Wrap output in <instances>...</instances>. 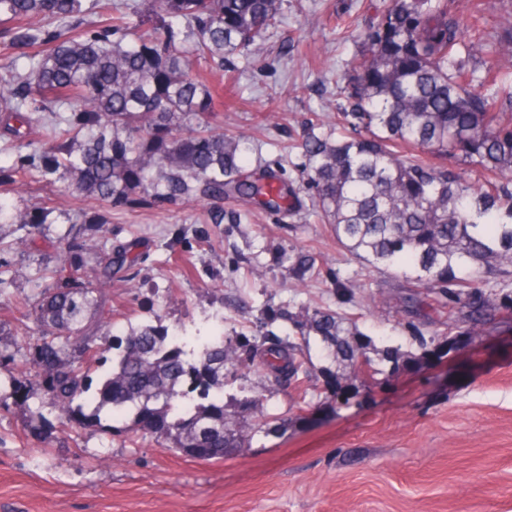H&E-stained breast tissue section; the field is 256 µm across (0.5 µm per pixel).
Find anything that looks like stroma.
<instances>
[{
    "label": "stroma",
    "mask_w": 512,
    "mask_h": 512,
    "mask_svg": "<svg viewBox=\"0 0 512 512\" xmlns=\"http://www.w3.org/2000/svg\"><path fill=\"white\" fill-rule=\"evenodd\" d=\"M381 0H304L305 15L284 9L261 60L233 57L235 109L214 121L242 133L248 167L268 166L300 181L299 144L308 123H333L328 104L342 102L340 76ZM67 178L45 185L30 169L0 186L11 207L43 206L48 221L0 224V512H512V315L448 351V328L431 309L433 293L415 291L392 270L353 259L315 214L278 218L253 212L240 222L207 223L204 203L109 208L98 228L76 221L100 201L69 194ZM77 244V276L99 282L95 257L138 241V264L112 274L110 338L162 324L188 347L211 334L225 341L260 328L294 334L315 310L340 309L371 341L382 363L376 386L353 389L350 367L311 337L316 366L304 390L268 384L258 373L224 371V403L258 396L277 429L202 461L127 433L60 426L48 396L27 403L9 394L26 369L27 309L53 288L61 234ZM93 241L96 252L82 250ZM309 250L318 276L301 281L278 255L288 245ZM357 281L340 303L335 282ZM416 308H408L410 294ZM377 295L369 307V295ZM274 321H266L269 312ZM398 349V363L384 361ZM38 409L53 428L30 425Z\"/></svg>",
    "instance_id": "35a3bbf8"
}]
</instances>
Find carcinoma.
<instances>
[{"label": "carcinoma", "instance_id": "carcinoma-1", "mask_svg": "<svg viewBox=\"0 0 512 512\" xmlns=\"http://www.w3.org/2000/svg\"><path fill=\"white\" fill-rule=\"evenodd\" d=\"M284 0H153L159 21L133 27L113 0H0V31L10 60L0 67V137L18 148L0 164V185L34 166L47 180L71 177L72 192L112 205L204 201L224 222V200L288 217L305 209L293 184L273 170L248 174L244 138L211 116L231 84L198 76V61L224 70V58L257 60L269 29L282 22ZM97 11L98 24L82 18ZM192 27L194 40L175 22ZM490 54L497 70L465 59ZM23 63L27 75L18 72ZM335 108L341 138L310 132L302 143L312 209L349 255L373 268L410 274L437 291L448 336H473L495 317L482 291L487 275L512 267V36L465 38L447 0H387L370 19ZM52 118L37 142L39 114ZM485 174L473 182L465 172ZM41 206L0 202L1 224H45ZM132 244L100 256L112 267L138 261ZM299 279L316 258L290 247L280 255ZM467 266L474 277L459 279ZM112 310L103 288L59 277L28 310L39 332L27 364L57 406L60 422L94 432L131 417L125 431L163 441L185 456L221 460L231 448L270 430L260 399L227 416L218 373L224 364L253 369L274 384L301 387L311 376L309 335L368 387L380 374L355 321L317 310L293 338L270 345L255 336L209 341L197 352L146 325L121 341L117 365L92 385L103 361L101 321ZM200 402L173 410L191 393Z\"/></svg>", "mask_w": 512, "mask_h": 512}]
</instances>
